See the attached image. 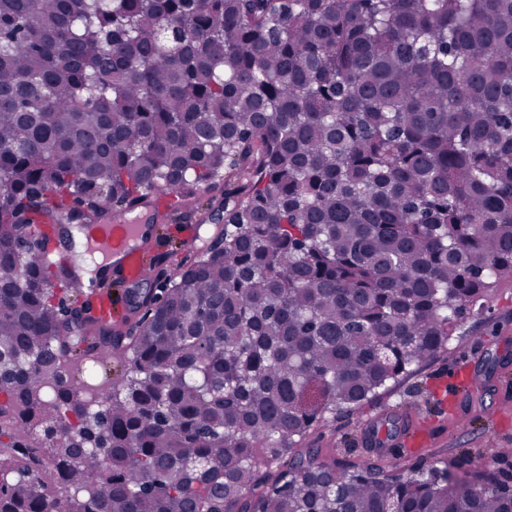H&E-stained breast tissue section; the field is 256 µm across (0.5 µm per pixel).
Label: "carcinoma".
Listing matches in <instances>:
<instances>
[{
    "label": "carcinoma",
    "instance_id": "carcinoma-1",
    "mask_svg": "<svg viewBox=\"0 0 512 512\" xmlns=\"http://www.w3.org/2000/svg\"><path fill=\"white\" fill-rule=\"evenodd\" d=\"M224 251L138 332L23 250L224 169ZM512 279V0H0V490L20 512H512V485L297 447ZM117 356L98 407L59 383ZM80 423L72 425L68 415Z\"/></svg>",
    "mask_w": 512,
    "mask_h": 512
}]
</instances>
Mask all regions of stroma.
Listing matches in <instances>:
<instances>
[{
    "instance_id": "obj_1",
    "label": "stroma",
    "mask_w": 512,
    "mask_h": 512,
    "mask_svg": "<svg viewBox=\"0 0 512 512\" xmlns=\"http://www.w3.org/2000/svg\"><path fill=\"white\" fill-rule=\"evenodd\" d=\"M224 226V214L212 212L201 226L196 251L177 238L158 248L156 274H171L170 259L198 260L200 249L213 244ZM465 389L466 422H459L448 395L451 386ZM512 279L501 282L485 298L481 314L470 317L447 348L420 370L400 379L389 390L362 406L343 409L314 427L303 441L320 458L337 463L366 462L375 455L371 429L383 414L395 409L414 411L424 433L423 447L411 443L387 450L394 472L427 469L457 463L461 471L503 470L512 472Z\"/></svg>"
}]
</instances>
